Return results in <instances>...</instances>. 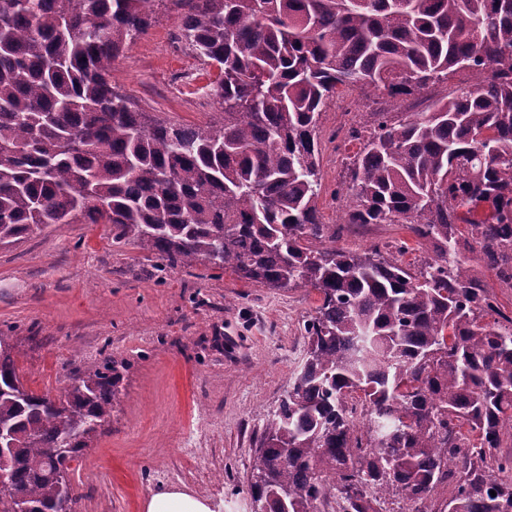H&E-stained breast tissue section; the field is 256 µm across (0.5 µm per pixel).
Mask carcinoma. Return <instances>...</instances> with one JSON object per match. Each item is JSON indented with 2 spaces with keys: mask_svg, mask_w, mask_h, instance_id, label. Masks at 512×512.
Listing matches in <instances>:
<instances>
[{
  "mask_svg": "<svg viewBox=\"0 0 512 512\" xmlns=\"http://www.w3.org/2000/svg\"><path fill=\"white\" fill-rule=\"evenodd\" d=\"M152 2L0 0V245L110 224L172 267L318 293L304 362L263 423L250 512L512 508V458L491 454L512 423V318L485 321L496 308L458 256L475 244L512 282V0H173L181 39L220 71L219 127L152 120L112 87ZM458 74L426 111L350 131L340 223L408 224L435 256L411 272L378 246L336 247L317 209L328 101ZM120 380L106 358L38 394L0 331V512H73L70 463Z\"/></svg>",
  "mask_w": 512,
  "mask_h": 512,
  "instance_id": "obj_1",
  "label": "carcinoma"
}]
</instances>
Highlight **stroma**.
Returning a JSON list of instances; mask_svg holds the SVG:
<instances>
[{
  "mask_svg": "<svg viewBox=\"0 0 512 512\" xmlns=\"http://www.w3.org/2000/svg\"><path fill=\"white\" fill-rule=\"evenodd\" d=\"M152 23L112 63V81L133 108L179 124H217L215 67L180 36L181 12L156 0ZM455 81L413 95L363 96L344 88L319 130L323 223L337 247L373 246L405 267L432 245L404 224H341L349 203L348 137L372 112H420ZM319 303L305 288L279 290L211 276L204 265L172 268L150 251L116 242L108 224H52L0 247V331L13 336L25 384L57 394L74 371L112 358L120 401L108 426L70 464L74 512H142L145 498L185 485L215 512H249L253 456L265 415L304 361L303 326Z\"/></svg>",
  "mask_w": 512,
  "mask_h": 512,
  "instance_id": "stroma-1",
  "label": "stroma"
}]
</instances>
